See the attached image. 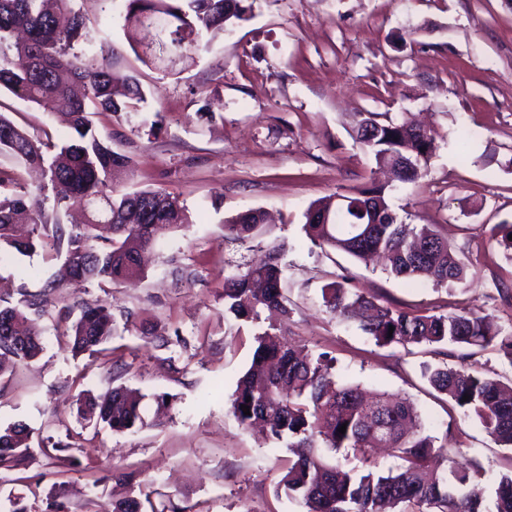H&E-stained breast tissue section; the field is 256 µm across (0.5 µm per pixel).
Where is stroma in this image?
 Wrapping results in <instances>:
<instances>
[{"mask_svg": "<svg viewBox=\"0 0 512 512\" xmlns=\"http://www.w3.org/2000/svg\"><path fill=\"white\" fill-rule=\"evenodd\" d=\"M249 18L207 34L209 48L168 69L137 60L123 31L125 0H77L91 33L112 43V70L147 92L137 111L97 115L93 126L129 156L131 188L177 196L191 218L161 231L144 279L57 292L66 306H107L116 328L112 354L73 355L59 342L57 307L36 323L43 350L0 375V433L23 422L33 451L0 470V499L22 496L45 512L55 482L68 481L70 512L151 493L145 512H298L276 495L285 442L239 424L230 399L248 367L261 324L224 313L229 271L281 247L291 311L281 333L292 345L336 358L339 382L410 399L427 434L447 436L456 465L482 467L488 481L512 472V449L483 425L436 398L420 366L431 362L512 379L494 349L459 356L425 346L380 347L330 313L324 285L350 287L380 303L435 313L476 312L512 325V260L492 239L512 224V0H248ZM219 102L203 114L206 101ZM31 135L64 133L60 108L0 95ZM409 112L439 134V150L418 183H396L390 203L410 224H432L476 280L437 287L396 279L379 262L314 245L303 214L316 200L368 186L375 163L349 130L355 113ZM259 209L270 224L247 243L224 236V220ZM41 255L0 257V277L30 291L57 272ZM140 391L146 418L159 393L172 395L161 426L115 433L78 412L77 395L117 385ZM452 435H445V428ZM61 442L65 451H54ZM136 473L135 483L112 470Z\"/></svg>", "mask_w": 512, "mask_h": 512, "instance_id": "obj_1", "label": "stroma"}]
</instances>
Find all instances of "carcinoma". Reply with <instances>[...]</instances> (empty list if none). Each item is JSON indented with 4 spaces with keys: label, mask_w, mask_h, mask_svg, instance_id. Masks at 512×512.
<instances>
[{
    "label": "carcinoma",
    "mask_w": 512,
    "mask_h": 512,
    "mask_svg": "<svg viewBox=\"0 0 512 512\" xmlns=\"http://www.w3.org/2000/svg\"><path fill=\"white\" fill-rule=\"evenodd\" d=\"M76 0H0V91L31 104L67 103L71 134L60 142L31 137L0 112V154L15 163L43 170L46 183L24 190L13 168L0 167V251L65 257L69 281L81 286L117 284L145 275L141 253L155 243L158 228L182 230L192 221L187 209L163 189H124L133 174L129 157L112 150L92 129L88 114L136 108L145 92L134 78L116 88L112 46L96 41ZM241 0H127L124 30L129 44L135 32L152 28L164 49H141L145 64L165 60L183 63L207 49L205 31L224 30L247 20ZM354 140L376 165L396 178L416 182L428 171L438 134L409 127L384 112L356 114ZM304 213L302 229L312 243L343 251L358 260L384 256L396 278L418 279L436 286L463 283L477 274L461 261L455 248L423 224L399 220L386 198V188L371 185L355 194H334ZM80 208L85 222L64 227L60 215ZM265 224L264 213L249 210L225 221L224 235L246 242ZM491 234L512 259V224H495ZM283 269L270 255L237 269L224 279V310L238 320L257 321L265 309L286 315ZM60 284L44 280L36 292L20 286L0 294V367L28 362L43 350L30 326L42 317ZM327 309L353 322L380 347L413 344L484 350L493 347L512 365V329H492L489 317L477 313H430L378 302L373 296L334 281L322 288ZM63 313L56 327L76 354H96L112 339L111 311L84 304L79 315ZM251 364L238 380L231 412L239 423L265 426L273 438L288 439L292 457L277 490L296 496L304 512H512V474L495 483L493 507L472 487L485 477L479 466L438 469L437 459L453 461L455 449L422 431L420 414L408 399L386 393L367 400L357 385H338L336 358L328 352L300 355L283 342L275 327L257 334ZM421 376L438 394L450 399L467 417L477 418L499 445L512 447V386L487 376L446 365L425 363ZM469 396L463 400V396ZM144 396L123 387L100 397L81 396L80 411L122 433L158 425L142 413ZM250 407L244 414L242 405ZM346 432L339 433V427ZM30 429L18 423L0 434V469L13 470L29 452ZM363 453L388 448L393 467L377 463L345 471L327 453L340 449ZM144 504L129 496L100 512H143Z\"/></svg>",
    "instance_id": "1"
}]
</instances>
